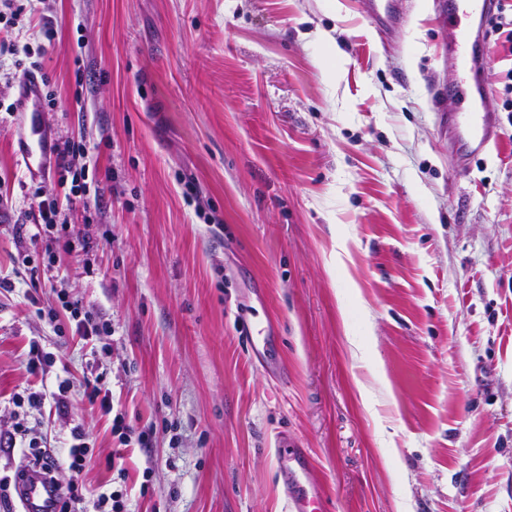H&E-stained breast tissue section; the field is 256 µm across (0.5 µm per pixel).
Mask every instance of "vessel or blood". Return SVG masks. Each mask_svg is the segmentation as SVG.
<instances>
[{
  "mask_svg": "<svg viewBox=\"0 0 512 512\" xmlns=\"http://www.w3.org/2000/svg\"><path fill=\"white\" fill-rule=\"evenodd\" d=\"M493 0H444L443 12L449 26L456 29L458 37L448 46L449 55L458 58L464 67L474 73L475 80L469 86H453L452 96L464 99L467 119H460L459 113L449 112L448 127L457 131L461 158L484 153L499 136V126L489 104L487 88L478 74L483 69L486 52L481 38L471 36L466 21L471 16L487 17ZM25 95L22 111L30 112V135L24 142L27 168L42 166L51 151V146L42 135L40 118L42 91L36 76L23 79ZM279 475L285 494L288 512H326L325 497L317 484L310 456L302 448H277ZM20 495L27 512H55L56 496L49 487L37 478H29L22 486Z\"/></svg>",
  "mask_w": 512,
  "mask_h": 512,
  "instance_id": "obj_1",
  "label": "vessel or blood"
}]
</instances>
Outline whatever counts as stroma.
Returning a JSON list of instances; mask_svg holds the SVG:
<instances>
[{
	"instance_id": "1",
	"label": "stroma",
	"mask_w": 512,
	"mask_h": 512,
	"mask_svg": "<svg viewBox=\"0 0 512 512\" xmlns=\"http://www.w3.org/2000/svg\"><path fill=\"white\" fill-rule=\"evenodd\" d=\"M441 2L388 0L387 26L364 0H39L13 60L42 64L48 140L90 152L58 245L17 235L71 177L28 173L0 80V429L36 342L48 388L104 375L150 430L124 455L133 512H285L282 440L327 512H512V52L484 21L501 136L459 172ZM62 290L96 336L49 321ZM42 420L60 456L81 427L89 490L116 478L99 406Z\"/></svg>"
}]
</instances>
